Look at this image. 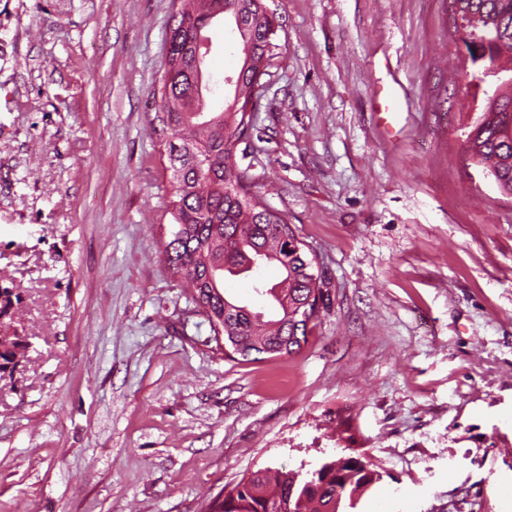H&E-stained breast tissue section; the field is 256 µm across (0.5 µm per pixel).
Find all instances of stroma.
<instances>
[{
  "label": "stroma",
  "mask_w": 512,
  "mask_h": 512,
  "mask_svg": "<svg viewBox=\"0 0 512 512\" xmlns=\"http://www.w3.org/2000/svg\"><path fill=\"white\" fill-rule=\"evenodd\" d=\"M239 164L330 300L297 353L231 360L169 269L174 0H0V512H205L349 446L355 512H512V196L466 159L490 90L450 0H263ZM238 39L208 73L223 92Z\"/></svg>",
  "instance_id": "35a3bbf8"
}]
</instances>
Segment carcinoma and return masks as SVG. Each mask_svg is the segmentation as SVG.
Here are the masks:
<instances>
[{
    "label": "carcinoma",
    "instance_id": "obj_1",
    "mask_svg": "<svg viewBox=\"0 0 512 512\" xmlns=\"http://www.w3.org/2000/svg\"><path fill=\"white\" fill-rule=\"evenodd\" d=\"M220 1L228 14L242 17L240 42L250 44L258 57L268 49L264 27L253 21L263 0H179L181 20L171 28L164 59V72H176V80L162 81L156 101L160 121L171 134L169 207L177 226L163 254L209 316L221 322L225 344L290 355L307 341L315 306L326 305L329 291L287 218L251 192V177L237 159L245 114L201 110L200 90L207 86H199L197 34L211 24ZM451 4L458 6L470 32L495 30L499 59L512 61V0ZM253 81L252 70L240 68L234 92L247 95ZM465 150L477 165L496 172L501 193L512 195V92L488 101ZM271 263L280 266L282 279L266 290L278 305V314L266 320L226 296L224 276L256 273ZM381 479L379 466L359 449L345 448L314 469L302 465L252 473L248 484L224 496L221 512H349Z\"/></svg>",
    "mask_w": 512,
    "mask_h": 512
}]
</instances>
